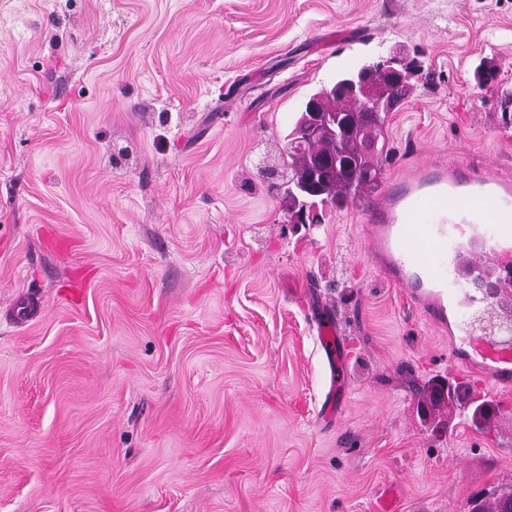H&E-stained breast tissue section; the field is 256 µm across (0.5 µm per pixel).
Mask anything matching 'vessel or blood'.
<instances>
[{"mask_svg": "<svg viewBox=\"0 0 512 512\" xmlns=\"http://www.w3.org/2000/svg\"><path fill=\"white\" fill-rule=\"evenodd\" d=\"M369 205L382 266L437 324L479 302L451 279V271L480 269L497 249L512 248L511 180L424 167L401 175L396 187L379 191ZM496 282L486 332L459 326V342L507 384L512 382V339L505 336L512 329V272L498 269ZM316 330L330 378L322 420L334 424L340 413L336 393L344 384L338 332L328 320L318 322Z\"/></svg>", "mask_w": 512, "mask_h": 512, "instance_id": "obj_1", "label": "vessel or blood"}]
</instances>
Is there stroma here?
Segmentation results:
<instances>
[{
  "label": "stroma",
  "mask_w": 512,
  "mask_h": 512,
  "mask_svg": "<svg viewBox=\"0 0 512 512\" xmlns=\"http://www.w3.org/2000/svg\"><path fill=\"white\" fill-rule=\"evenodd\" d=\"M390 58L417 72L378 183L512 178V0H0V512H466L512 484V387L449 366L359 200L286 221L305 101ZM435 377L495 426L423 417ZM317 338L323 350L329 368L330 383L321 404L324 423H337L340 407L337 402V390L344 385L343 369L339 360L338 332L334 323L329 320L320 321L316 325ZM435 380L428 382L421 393L420 410L424 417H428L432 410L442 406L448 408L460 406L470 410V419L477 429H487L494 424L499 412V405L490 399L475 400L468 394V387L464 383L450 382L447 391L439 389Z\"/></svg>",
  "instance_id": "stroma-1"
}]
</instances>
